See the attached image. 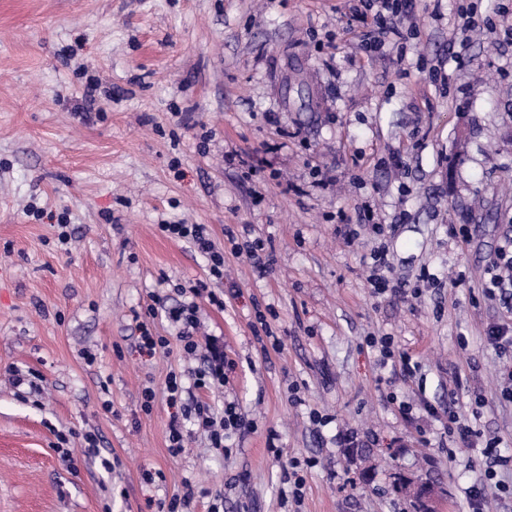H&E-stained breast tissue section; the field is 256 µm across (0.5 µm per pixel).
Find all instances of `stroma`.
<instances>
[{"instance_id":"stroma-1","label":"stroma","mask_w":512,"mask_h":512,"mask_svg":"<svg viewBox=\"0 0 512 512\" xmlns=\"http://www.w3.org/2000/svg\"><path fill=\"white\" fill-rule=\"evenodd\" d=\"M472 3L495 29L461 32V0H418L412 35L367 59L346 0H0V512H157L147 499L186 492L188 512L217 495L224 512H412L403 475L443 487L435 512H466L493 436L507 463L490 512H512L506 359L486 341L512 306L481 291L512 236V0ZM174 222L207 225L224 251V307L200 300L198 318L236 368L201 398L256 423L227 455L199 432L171 453L163 391L184 364L133 348L152 294L175 307L207 274L160 232ZM257 241L264 275L232 250ZM372 336L393 337L412 373ZM10 366L40 373L41 392ZM456 373L472 388L452 397ZM475 389L487 405L462 443L441 415H470ZM68 429L96 433L114 470L63 460ZM308 457L296 499L288 462Z\"/></svg>"}]
</instances>
